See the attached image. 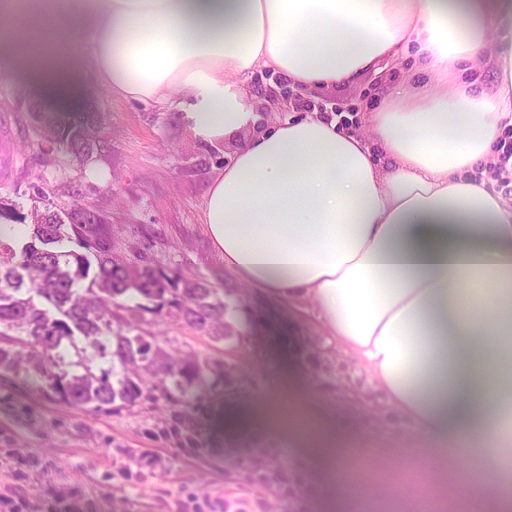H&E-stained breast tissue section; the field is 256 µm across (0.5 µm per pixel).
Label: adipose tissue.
<instances>
[{
  "label": "adipose tissue",
  "mask_w": 512,
  "mask_h": 512,
  "mask_svg": "<svg viewBox=\"0 0 512 512\" xmlns=\"http://www.w3.org/2000/svg\"><path fill=\"white\" fill-rule=\"evenodd\" d=\"M512 0H40L63 36L30 54L63 84L76 34L98 83L176 111L196 140L254 121L248 75L353 81L400 58L365 131L315 116L247 140L210 185L203 222L245 284L313 300L425 444L468 448L481 512H512V200L486 180L512 121V51L493 38ZM492 83H478L484 70ZM483 170L484 179L473 176Z\"/></svg>",
  "instance_id": "adipose-tissue-1"
}]
</instances>
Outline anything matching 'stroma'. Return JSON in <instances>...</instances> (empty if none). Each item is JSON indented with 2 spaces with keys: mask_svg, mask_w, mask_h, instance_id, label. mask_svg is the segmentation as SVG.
<instances>
[{
  "mask_svg": "<svg viewBox=\"0 0 512 512\" xmlns=\"http://www.w3.org/2000/svg\"><path fill=\"white\" fill-rule=\"evenodd\" d=\"M408 67L398 60L355 83L302 90L283 112L271 110L267 94L287 88V78L255 74L248 85L256 124L211 146L196 141L179 113L112 96L95 81L86 52L63 88L0 55V200L29 209L43 192L57 209L85 207L98 217L87 238L115 258L177 283L205 281L224 302L220 338L165 310L141 312L162 349L203 368L171 400L93 412L48 397L24 376L0 375V512H192L189 490L214 512H224L229 495L281 512L290 490L299 512H463L455 501L440 508L431 489L410 495L403 486L415 472L462 476L464 451L404 439L405 422L384 409L366 366L337 349L315 302L244 284L225 268L202 220L212 179L243 141L290 117L332 118L340 106L356 113ZM28 101L86 114L96 132L91 158L73 164L43 152L38 124L23 109ZM294 407L295 430L271 420V412L285 417ZM316 425L334 432L337 451L315 450ZM351 448L369 454L359 460L348 456ZM245 454L248 469L240 465ZM258 467L275 469V481L258 482ZM354 470L365 496L349 503Z\"/></svg>",
  "mask_w": 512,
  "mask_h": 512,
  "instance_id": "35a3bbf8",
  "label": "stroma"
}]
</instances>
